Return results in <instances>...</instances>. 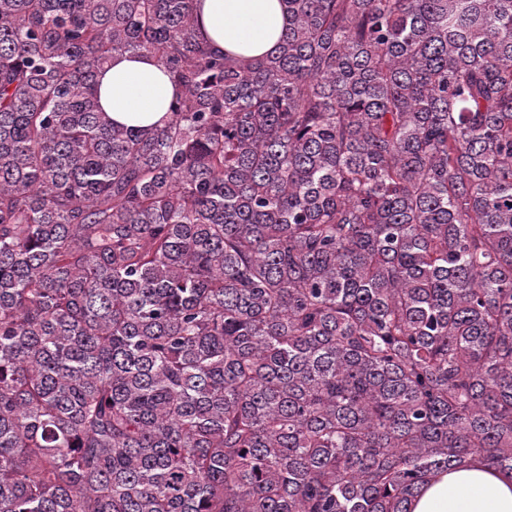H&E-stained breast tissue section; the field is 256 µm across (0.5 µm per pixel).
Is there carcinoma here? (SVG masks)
Instances as JSON below:
<instances>
[{"instance_id": "obj_1", "label": "carcinoma", "mask_w": 512, "mask_h": 512, "mask_svg": "<svg viewBox=\"0 0 512 512\" xmlns=\"http://www.w3.org/2000/svg\"><path fill=\"white\" fill-rule=\"evenodd\" d=\"M0 0V512H411L512 474V0ZM150 55L162 127L97 76ZM197 29L213 50L260 58L277 44L286 18L279 0H198ZM98 92L114 123L149 130L167 119L178 87L154 58L128 53L113 57L100 71ZM411 512H512V477L478 461L441 471L414 499Z\"/></svg>"}]
</instances>
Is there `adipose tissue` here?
Listing matches in <instances>:
<instances>
[{"label": "adipose tissue", "mask_w": 512, "mask_h": 512, "mask_svg": "<svg viewBox=\"0 0 512 512\" xmlns=\"http://www.w3.org/2000/svg\"><path fill=\"white\" fill-rule=\"evenodd\" d=\"M196 17L210 48L250 58L269 53L286 24L279 0H197ZM98 92L114 123L147 130L167 119L178 87L154 58L128 53L100 71ZM411 512H512V477L477 461L439 472Z\"/></svg>", "instance_id": "adipose-tissue-1"}]
</instances>
